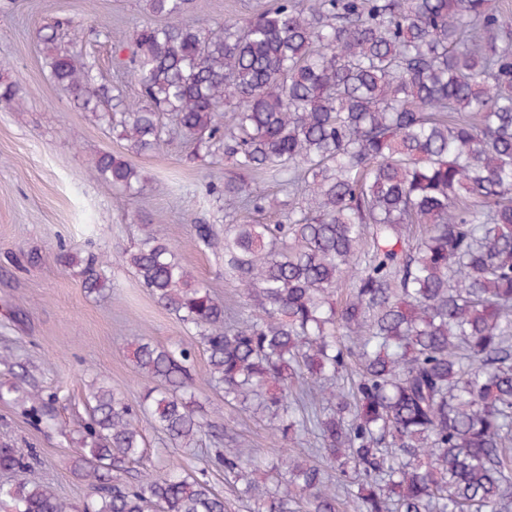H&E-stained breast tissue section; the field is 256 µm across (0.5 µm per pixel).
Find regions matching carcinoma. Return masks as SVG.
Segmentation results:
<instances>
[{
    "label": "carcinoma",
    "mask_w": 512,
    "mask_h": 512,
    "mask_svg": "<svg viewBox=\"0 0 512 512\" xmlns=\"http://www.w3.org/2000/svg\"><path fill=\"white\" fill-rule=\"evenodd\" d=\"M191 0H145L126 66L128 104L99 82L57 30L39 35L54 81L121 128L131 149L169 143L159 116L240 170L288 189L278 224L224 229V273L250 302L229 308L148 232L125 262L156 302L194 330L187 342H132L150 381L132 404L90 386L79 426L89 488L79 507L51 485L0 482L11 512H230L208 469L240 486L254 512H512V16L493 0H275L242 20H188ZM95 177L133 195L140 172L103 154ZM224 201L263 212L256 182H224ZM192 242L210 248V224ZM91 292L108 260L73 250ZM349 293L336 301L341 282ZM220 396L196 410L192 365ZM20 392L26 416L53 419L55 396ZM268 421L280 439L308 434L313 460L265 464L224 429V407ZM147 418L178 448L218 449L202 473H131ZM33 450L0 448V471ZM354 477L332 481L326 469Z\"/></svg>",
    "instance_id": "carcinoma-1"
}]
</instances>
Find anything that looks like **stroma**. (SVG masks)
<instances>
[{
	"label": "stroma",
	"mask_w": 512,
	"mask_h": 512,
	"mask_svg": "<svg viewBox=\"0 0 512 512\" xmlns=\"http://www.w3.org/2000/svg\"><path fill=\"white\" fill-rule=\"evenodd\" d=\"M267 0H195L196 19L246 18ZM60 18L80 23L79 33L62 29L61 44L78 43L93 61L100 82L120 89L127 101L138 87L116 57L149 15L144 0H10L0 10V72L18 85L19 104L0 105V383L24 372L28 383L57 393L55 425L37 427L23 408L0 400V443L31 448L38 463L29 479L53 485L73 504L88 487L76 467L77 428L85 416L82 397L93 382L116 388L137 402L145 380L136 372L129 344L142 337L158 345L188 340L191 328L158 306L125 263V255L145 231H155L178 247L195 277L234 306L240 318L250 307L224 274L220 253L194 246L197 224L223 233L235 219L256 217L225 212L219 189L237 176L236 167L204 147L174 138L163 150L137 153L118 130L78 108L53 81L37 32ZM122 156L142 175L139 191L125 198L112 183L92 174L101 153ZM270 208L261 223L280 221L287 197L272 180L264 184ZM105 254L110 262L107 288H84L75 268L59 263L61 249ZM39 262H31V253ZM224 422L241 445L279 462L282 455L306 452L309 438L273 439L266 422L225 408ZM145 468H203L214 444L202 439L191 453L175 448L150 423L142 425Z\"/></svg>",
	"instance_id": "1"
}]
</instances>
